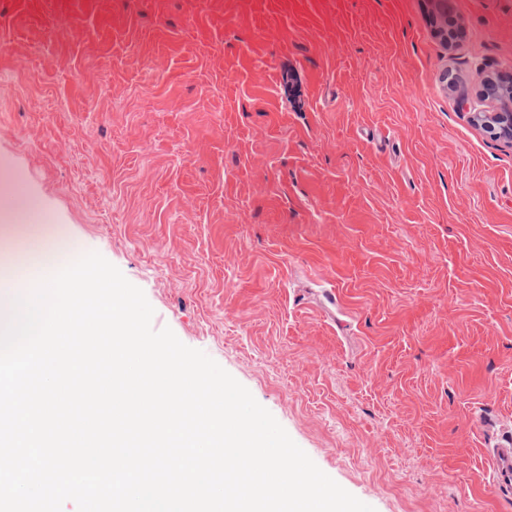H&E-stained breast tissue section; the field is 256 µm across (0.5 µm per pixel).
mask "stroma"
<instances>
[{"instance_id": "35a3bbf8", "label": "stroma", "mask_w": 512, "mask_h": 512, "mask_svg": "<svg viewBox=\"0 0 512 512\" xmlns=\"http://www.w3.org/2000/svg\"><path fill=\"white\" fill-rule=\"evenodd\" d=\"M455 4L0 0V180L375 512H512V0ZM431 8V20L437 33L449 44L460 33V25L454 15L449 12V4L452 0H429ZM478 119L486 129L512 140L511 112H478ZM489 461L494 485L502 495L512 497V431L502 435Z\"/></svg>"}]
</instances>
